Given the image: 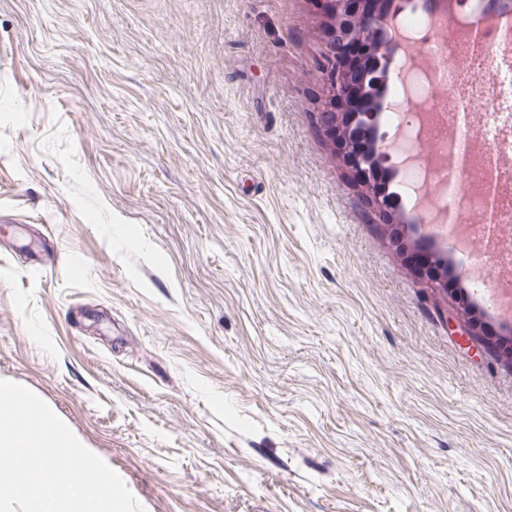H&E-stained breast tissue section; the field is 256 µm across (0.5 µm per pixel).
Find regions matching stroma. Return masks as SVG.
I'll return each instance as SVG.
<instances>
[{
	"instance_id": "35a3bbf8",
	"label": "stroma",
	"mask_w": 512,
	"mask_h": 512,
	"mask_svg": "<svg viewBox=\"0 0 512 512\" xmlns=\"http://www.w3.org/2000/svg\"><path fill=\"white\" fill-rule=\"evenodd\" d=\"M311 0H0V380L144 512H512V362L371 222Z\"/></svg>"
}]
</instances>
